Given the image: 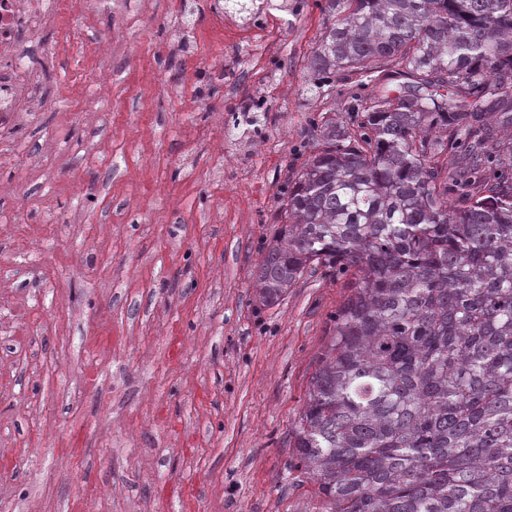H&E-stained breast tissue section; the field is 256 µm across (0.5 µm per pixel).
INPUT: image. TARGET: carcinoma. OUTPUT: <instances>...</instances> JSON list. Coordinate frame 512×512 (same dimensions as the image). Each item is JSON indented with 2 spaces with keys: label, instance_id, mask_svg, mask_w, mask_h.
I'll return each instance as SVG.
<instances>
[{
  "label": "carcinoma",
  "instance_id": "carcinoma-1",
  "mask_svg": "<svg viewBox=\"0 0 512 512\" xmlns=\"http://www.w3.org/2000/svg\"><path fill=\"white\" fill-rule=\"evenodd\" d=\"M348 120L278 186L257 287L352 293L293 426L327 512H512V0H324Z\"/></svg>",
  "mask_w": 512,
  "mask_h": 512
}]
</instances>
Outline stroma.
I'll return each mask as SVG.
<instances>
[{
    "label": "stroma",
    "mask_w": 512,
    "mask_h": 512,
    "mask_svg": "<svg viewBox=\"0 0 512 512\" xmlns=\"http://www.w3.org/2000/svg\"><path fill=\"white\" fill-rule=\"evenodd\" d=\"M97 2L107 52L74 86L64 50L43 62L0 158V512H322L292 428L349 281L265 307L255 267L310 116L346 117L308 88L328 17L288 0L257 72L211 0ZM256 96L259 154L234 133Z\"/></svg>",
    "instance_id": "stroma-1"
}]
</instances>
